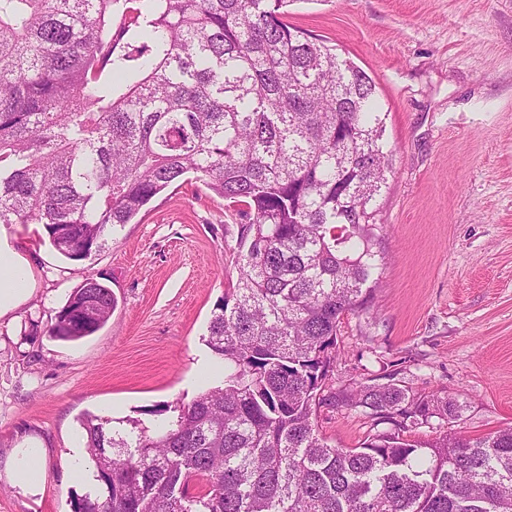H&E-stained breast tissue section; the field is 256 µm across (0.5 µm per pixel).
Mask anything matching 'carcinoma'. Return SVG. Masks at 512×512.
Listing matches in <instances>:
<instances>
[{"mask_svg": "<svg viewBox=\"0 0 512 512\" xmlns=\"http://www.w3.org/2000/svg\"><path fill=\"white\" fill-rule=\"evenodd\" d=\"M288 2L0 0L1 224H42L81 261L186 174L245 206L205 339L224 386L157 407L176 415L153 434L85 415L96 485L73 512H512V428L404 437L460 420L459 394L339 389L384 429L356 448L316 432L341 318L380 282L389 154L374 80L289 26ZM114 15L140 45L115 53ZM116 306L87 279L50 335L89 336Z\"/></svg>", "mask_w": 512, "mask_h": 512, "instance_id": "1", "label": "carcinoma"}]
</instances>
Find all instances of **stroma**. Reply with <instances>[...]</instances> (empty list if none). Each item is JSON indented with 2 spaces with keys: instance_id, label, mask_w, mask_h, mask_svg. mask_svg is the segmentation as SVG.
<instances>
[{
  "instance_id": "obj_1",
  "label": "stroma",
  "mask_w": 512,
  "mask_h": 512,
  "mask_svg": "<svg viewBox=\"0 0 512 512\" xmlns=\"http://www.w3.org/2000/svg\"><path fill=\"white\" fill-rule=\"evenodd\" d=\"M285 20L373 78L392 150L373 201L383 283L374 307L343 317L329 391L393 378L418 396L460 392L464 434L512 427V0H290ZM241 232L191 175L83 261L58 254L43 225L0 224L32 288L0 316V512H72L86 484L67 465L85 414L153 431L158 405L223 385L198 371L222 364L204 339L237 279ZM89 278L117 298L110 319L78 340L50 336ZM313 420L339 448L371 431L360 411L331 402ZM39 444L32 496L5 465Z\"/></svg>"
}]
</instances>
